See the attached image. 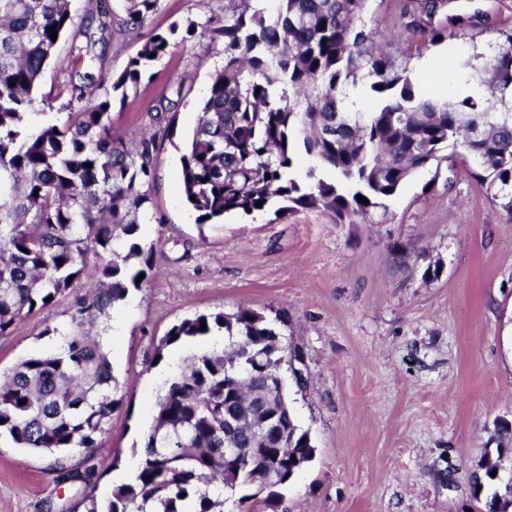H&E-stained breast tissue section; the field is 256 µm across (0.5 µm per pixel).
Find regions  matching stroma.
<instances>
[{"instance_id": "obj_1", "label": "stroma", "mask_w": 512, "mask_h": 512, "mask_svg": "<svg viewBox=\"0 0 512 512\" xmlns=\"http://www.w3.org/2000/svg\"><path fill=\"white\" fill-rule=\"evenodd\" d=\"M424 0H372L367 21L439 98L477 91L467 68L491 56L512 31V0H443L431 25ZM228 0H159L147 31L222 21ZM446 28L435 43L431 27ZM142 38L114 27L97 71L121 73ZM443 59L440 77L426 65ZM224 61V44L194 36L159 59L125 101L112 131L156 139L140 229L152 247L142 290H130L103 333L123 401L112 412L92 463L97 500L130 482L164 381L186 347L154 348L184 318L248 305L275 317L282 345L299 353L308 387L290 394L315 456L288 488L291 512H468L470 473L490 448L495 419L512 421V216L491 202L470 168L416 174L392 199L391 224H334L319 211L249 215L197 223L181 185L180 157ZM76 66L62 37L38 93L33 120L67 117L65 84ZM178 99L161 113L163 98ZM410 254L394 258V246ZM440 273L424 279L428 266ZM69 299L17 322L0 338V371L61 344ZM52 457L0 438V512H39L53 499L84 512L79 492L57 484Z\"/></svg>"}]
</instances>
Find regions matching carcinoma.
Segmentation results:
<instances>
[{
    "instance_id": "cac0c4a2",
    "label": "carcinoma",
    "mask_w": 512,
    "mask_h": 512,
    "mask_svg": "<svg viewBox=\"0 0 512 512\" xmlns=\"http://www.w3.org/2000/svg\"><path fill=\"white\" fill-rule=\"evenodd\" d=\"M224 24L191 23L185 33L224 41V65L212 77L186 151L184 194L197 221L226 213L320 210L335 224H387L389 201L416 171L444 159L470 158L486 193L512 215V32L481 67L483 92L458 101L424 95L406 67L368 45L370 0H237ZM122 25L139 30L158 0H128ZM71 0H0V337L17 321L72 297L71 329L55 353L32 355L0 378V435L55 457L60 484L82 489L96 482L93 467L69 469L74 449L94 457L100 434L122 403L109 351L92 335L109 309L121 304L146 273L138 242L150 197L145 190L154 158L146 137L130 149L112 134L115 98L125 100L153 63L177 45L179 25L151 32L117 77L70 74L67 118L34 126L37 90L57 42L68 35L77 58L93 66L112 37L104 9L75 21ZM359 90L370 105L351 110ZM313 165L296 171L298 147ZM363 196L368 203L358 201ZM262 206H257V202ZM98 287L75 289L89 256ZM223 333L225 345L184 359L159 394L144 457L134 480L101 505L82 497L85 512H224L225 490L239 493L244 512H290L286 492L315 455L310 432L294 416L260 408L268 378L285 373L305 388L299 355L282 345L273 322L249 306L233 313H201L172 326L155 347L197 344ZM24 404H19V401ZM272 419L268 441L252 434ZM238 428L237 447L253 448L254 467L224 462V423ZM512 423H495V460L478 465L471 496L483 512H512ZM276 479L254 488L252 476Z\"/></svg>"
}]
</instances>
